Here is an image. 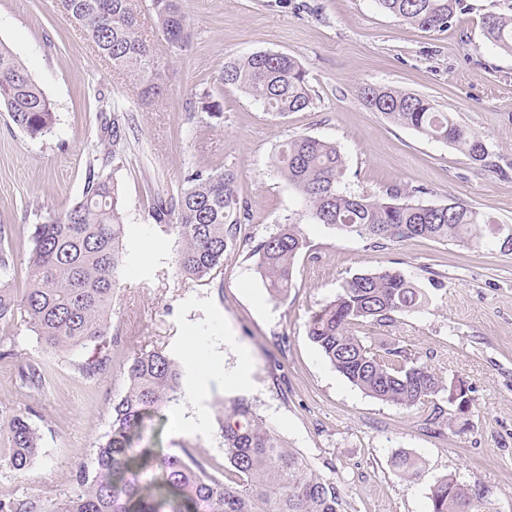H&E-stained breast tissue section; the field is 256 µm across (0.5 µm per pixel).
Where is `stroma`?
<instances>
[{"label": "stroma", "instance_id": "obj_1", "mask_svg": "<svg viewBox=\"0 0 512 512\" xmlns=\"http://www.w3.org/2000/svg\"><path fill=\"white\" fill-rule=\"evenodd\" d=\"M140 31L169 67L167 93L141 103L129 78L112 72L61 11L58 0H0V42L25 64L52 101L56 124L33 140L0 109V225L16 288L27 282L33 226L81 196L90 164L111 133L102 113L127 110V162L104 167L119 183L129 233L128 266L112 300V365L98 382L77 367L92 348L45 353L26 328L13 358L0 360V409L28 414L41 453L24 473L0 465V495L42 491L72 496V475L91 462L109 429L112 402L126 385L127 361L159 347L184 370L183 391L147 421L140 446L168 453L189 446L224 466L217 419L225 400L243 397L289 446L333 479L344 512H429L428 492L448 475L483 483L491 512H512V253L415 238L368 241L310 223L297 190L274 169L279 146L296 135L336 144L346 161L341 189L382 196L420 189V202L460 198L512 224V54L483 35L491 12L512 0H464L443 31H424L383 11L377 0H183L192 36L180 49L161 36L150 0H132ZM258 51L297 58L313 103L280 117L220 82L224 62ZM394 87L430 99L481 136L500 166L478 168L448 144L387 119L358 99L360 86ZM219 101L221 119L201 110ZM232 170L250 218L211 284L182 277L176 240L148 215L153 195L173 194L188 174ZM301 222L306 247L286 298L271 299L248 253L287 218ZM388 268L429 288L416 312L362 328L373 349H408L449 385L469 387L465 415L433 424L423 413L374 399L338 373L308 337L314 312L354 275ZM440 288H430V280ZM51 369L39 398L15 383L29 359ZM401 452L423 466L403 481Z\"/></svg>", "mask_w": 512, "mask_h": 512}]
</instances>
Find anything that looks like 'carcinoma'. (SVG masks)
Masks as SVG:
<instances>
[{
	"label": "carcinoma",
	"instance_id": "cac0c4a2",
	"mask_svg": "<svg viewBox=\"0 0 512 512\" xmlns=\"http://www.w3.org/2000/svg\"><path fill=\"white\" fill-rule=\"evenodd\" d=\"M62 11L84 33L110 68L132 78L143 100L159 95L167 73L139 34L131 0H59ZM394 17L425 30H443L463 0H376ZM165 40L180 47L190 37V20L181 0H151ZM485 38L512 53V15L490 13ZM221 81L235 86L279 116L309 108L313 102L306 72L283 53L255 52L224 62ZM359 98L368 109L460 151L474 165L495 168L484 140L424 96L389 87L366 85ZM0 108L32 139L54 129V106L27 67L0 42ZM127 113L112 109V142L103 160L113 170L124 167ZM277 173L303 196L311 223L321 224L382 247L385 242L431 238L479 246L491 242L512 252L504 238L512 226L500 224L455 198L445 205L411 200V192L388 197L356 195L338 188L346 170L335 144L297 135L280 145L273 158ZM149 216L178 240L181 275L209 284L224 266L248 212L230 170L197 172L177 197L157 196ZM125 205L118 183L89 168L83 194L65 211L34 225L28 261V288H13L12 258L0 248V324H23L49 353L95 345V355L78 372L93 380L112 363L107 344L112 298L128 253ZM305 248L300 224L292 219L252 249L257 270L274 300L288 295L294 265ZM425 292L392 269L358 274L336 297L313 314L308 336L331 365L367 395L406 409H425L442 389L434 370L419 364L398 346L379 352L359 335L363 323L392 322L398 314L421 310ZM18 385L37 394L48 383L44 363L30 360L16 376ZM181 365L161 348H142L130 359L123 394L112 404L105 442L92 465L76 472L79 491L62 501L37 494L0 496V512H342L336 483L325 478L291 448L244 398L224 401L218 419L224 469L217 472L190 449L182 454L144 448L132 442L144 419L158 414L182 393ZM10 448L4 458L14 471L31 467L42 435L21 414L5 416ZM392 464L404 481L421 465L411 454ZM489 490L476 482L460 484L444 476L431 487L430 512H486Z\"/></svg>",
	"mask_w": 512,
	"mask_h": 512
}]
</instances>
